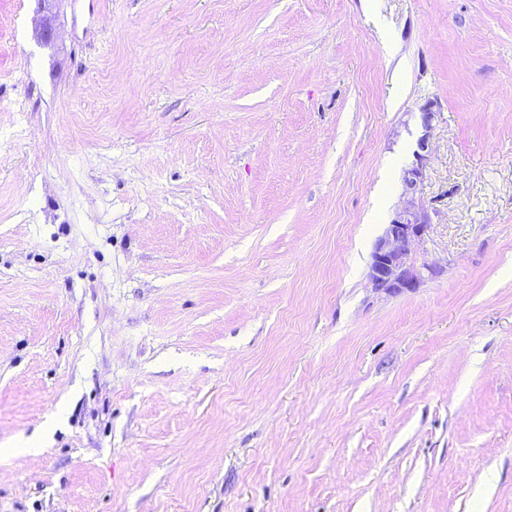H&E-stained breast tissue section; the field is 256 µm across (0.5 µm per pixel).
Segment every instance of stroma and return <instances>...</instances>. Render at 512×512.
I'll list each match as a JSON object with an SVG mask.
<instances>
[{
	"instance_id": "35a3bbf8",
	"label": "stroma",
	"mask_w": 512,
	"mask_h": 512,
	"mask_svg": "<svg viewBox=\"0 0 512 512\" xmlns=\"http://www.w3.org/2000/svg\"><path fill=\"white\" fill-rule=\"evenodd\" d=\"M59 412L0 512H512V0H0V448ZM426 160L425 154L416 152L415 162L403 171L402 204L374 245L368 279L375 292L388 295L411 292L426 278H436L442 273L434 265L417 267L410 258L412 247L432 224L430 210L421 197Z\"/></svg>"
}]
</instances>
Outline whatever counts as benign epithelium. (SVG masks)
Listing matches in <instances>:
<instances>
[{
  "instance_id": "1",
  "label": "benign epithelium",
  "mask_w": 512,
  "mask_h": 512,
  "mask_svg": "<svg viewBox=\"0 0 512 512\" xmlns=\"http://www.w3.org/2000/svg\"><path fill=\"white\" fill-rule=\"evenodd\" d=\"M422 123L425 134L419 141V152L415 162L403 171V201L385 225L383 234L377 239L369 266L368 279L371 288L388 295L411 292L427 278H436L442 269L423 264L415 266L411 261L412 247L428 232L431 214L421 197V187L425 177L426 155L429 132L436 113L431 106L424 107Z\"/></svg>"
}]
</instances>
